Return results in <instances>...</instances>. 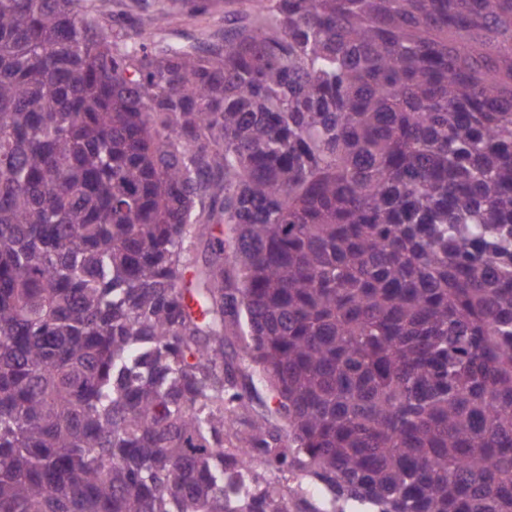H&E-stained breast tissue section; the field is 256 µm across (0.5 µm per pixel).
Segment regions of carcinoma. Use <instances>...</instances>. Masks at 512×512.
<instances>
[{
	"instance_id": "1",
	"label": "carcinoma",
	"mask_w": 512,
	"mask_h": 512,
	"mask_svg": "<svg viewBox=\"0 0 512 512\" xmlns=\"http://www.w3.org/2000/svg\"><path fill=\"white\" fill-rule=\"evenodd\" d=\"M249 2L0 0V512H512V0ZM140 0H94L104 13L109 14L112 18L122 19L135 16L142 11L138 7ZM217 5L206 15H178L168 24L154 27L147 34L158 44L167 42L188 43L203 46L210 41L224 38L227 20L239 18L250 10L247 0H215Z\"/></svg>"
}]
</instances>
